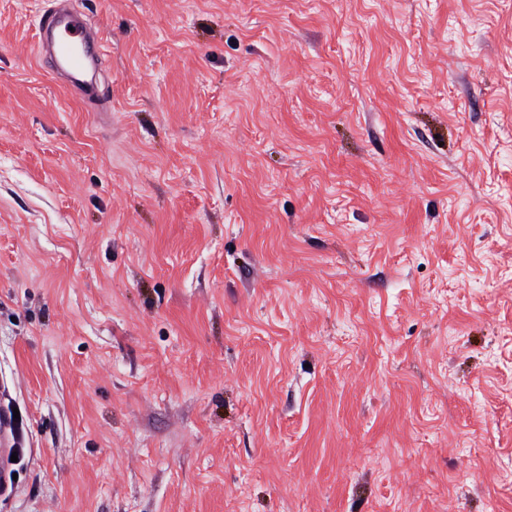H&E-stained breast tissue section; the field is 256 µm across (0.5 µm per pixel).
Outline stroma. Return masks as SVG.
Listing matches in <instances>:
<instances>
[{
	"instance_id": "1",
	"label": "stroma",
	"mask_w": 512,
	"mask_h": 512,
	"mask_svg": "<svg viewBox=\"0 0 512 512\" xmlns=\"http://www.w3.org/2000/svg\"><path fill=\"white\" fill-rule=\"evenodd\" d=\"M0 0V512H512V0ZM39 34L41 42L46 35L54 36V55L62 59L73 73L82 71L86 62L93 57L85 50L88 41L83 23L76 18L65 22L59 9L49 10L42 15Z\"/></svg>"
}]
</instances>
